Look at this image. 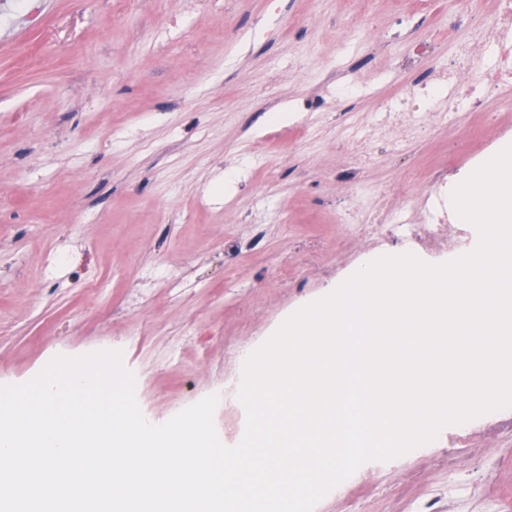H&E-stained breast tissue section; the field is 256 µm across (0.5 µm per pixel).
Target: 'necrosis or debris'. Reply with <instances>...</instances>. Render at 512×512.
I'll return each mask as SVG.
<instances>
[{
	"label": "necrosis or debris",
	"instance_id": "necrosis-or-debris-1",
	"mask_svg": "<svg viewBox=\"0 0 512 512\" xmlns=\"http://www.w3.org/2000/svg\"><path fill=\"white\" fill-rule=\"evenodd\" d=\"M476 37L495 45V67H476L470 56L462 52L446 68L426 69L421 61L427 48L416 45V65L400 73L402 91L375 98L374 116L378 124L405 135L421 124L436 127L449 111L459 108L466 109L472 124H479L487 101L512 92V0H496L494 11L488 14ZM402 180L422 185V192L399 204L385 195L365 203L358 192H351L342 211L343 222L360 225L372 234L387 230L418 244L438 239L443 226L453 221L448 210L446 173L431 175L409 167L403 171Z\"/></svg>",
	"mask_w": 512,
	"mask_h": 512
}]
</instances>
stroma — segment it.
<instances>
[{"instance_id":"1","label":"stroma","mask_w":512,"mask_h":512,"mask_svg":"<svg viewBox=\"0 0 512 512\" xmlns=\"http://www.w3.org/2000/svg\"><path fill=\"white\" fill-rule=\"evenodd\" d=\"M453 0H0V385L55 356L118 350L159 425L215 394L221 442L246 412L224 381L294 312L365 257L436 252L336 221L350 185L414 197L407 164L463 181L511 144L495 128L419 136L396 157L363 94L430 38L428 64L469 49L480 18ZM332 100L297 126L304 99ZM361 115L370 173L339 107ZM285 120L272 125V113ZM270 231L245 251L249 228ZM313 512H512V408L369 461Z\"/></svg>"}]
</instances>
